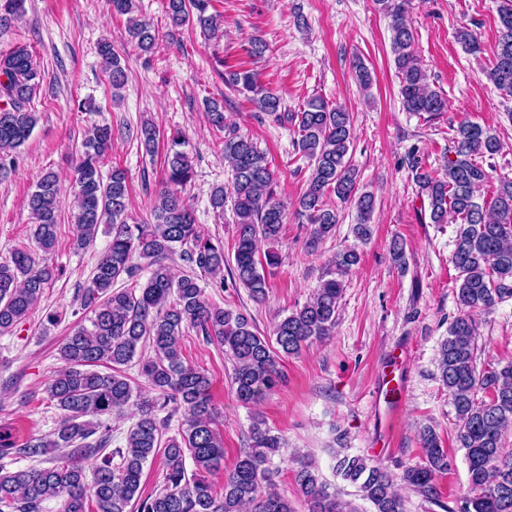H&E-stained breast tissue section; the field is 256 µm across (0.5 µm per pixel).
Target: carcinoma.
<instances>
[{
    "label": "carcinoma",
    "mask_w": 512,
    "mask_h": 512,
    "mask_svg": "<svg viewBox=\"0 0 512 512\" xmlns=\"http://www.w3.org/2000/svg\"><path fill=\"white\" fill-rule=\"evenodd\" d=\"M174 28L193 25L216 37L220 24L208 13L209 0H166ZM392 19L391 48L404 109L429 117L446 108L443 95L430 88L427 75L413 53L414 32L406 18L408 0H375ZM136 0H110L112 12L128 16L129 36L143 52L156 40L154 27L129 17ZM25 0H0V27L24 12ZM499 30L493 64L487 79L498 90L512 94V0H501ZM455 38L471 53L481 52L477 37L467 28ZM112 88L120 97L126 71L112 44L99 47ZM0 172L14 166L15 155L28 141L38 122L30 102L44 79L31 51L21 45L0 53ZM226 82L270 114L282 109V98L259 82L258 75L240 64L226 72ZM207 118L224 132V160L233 173L232 210L236 230L232 258L224 245L213 242L196 224L179 189L191 182L194 168L183 150L186 136L180 129L162 131L152 121L143 122L136 139L146 154L154 155L166 142L163 189L154 202L152 221L129 223V190L126 171L115 165L102 173L106 154L112 149L111 134L96 127L81 144L74 168L76 212L74 245L91 246L100 226L110 236L98 259L80 308L87 321L71 324L59 349L62 366L45 386L48 398L63 415L56 430L22 444L9 429L0 426V460L33 459L56 449L47 466L10 470L0 465V512H43L57 500L60 512H298L294 502L278 492L279 467L274 458L292 465L297 497L305 512H357L350 501L329 491L327 483L306 455L288 453L285 439L273 433L259 415L251 418L248 448L224 473V485L215 490L208 475L224 467V438L220 412L212 401L211 381L199 367L186 360L181 340L192 329L207 342L224 346L232 360V385L238 401L250 406L265 399L284 382L281 361L303 346L331 335L343 294V277L360 262L354 249L337 252L334 270L313 297L275 322L270 335L261 333L247 313L210 303L201 277L224 287V269L231 286L248 291L255 301L266 298L265 267L276 265L269 252L260 257L259 243L278 241L288 216V203L276 194V173L252 138L224 131V106L208 101ZM283 119L297 126L298 146L310 162L307 187L293 203L298 222L308 225L306 246L315 251L336 230V210L326 198L335 195L357 212L355 234L371 237L370 219L375 197L359 190L356 169L347 154L353 141L350 114L323 98L305 102ZM500 151L493 131L463 120L454 129L443 176L421 170L415 160L416 183L426 197L433 224L456 222L451 263L458 272L459 314L448 326L438 356L439 378L448 389L458 421L457 442L464 450L469 490L448 512H512V450L503 446L512 429V362L485 369L477 367V313L512 299V179L498 181L489 201L481 194L489 173L478 162ZM61 187L53 172L43 174L28 195L35 219L33 248L12 252L0 262V336L13 333L40 304L46 288L61 270L49 262L58 245ZM180 253L194 268L176 275L169 264ZM148 272L138 286L142 272ZM129 288H114L120 277ZM153 356L144 357L145 348ZM137 363L138 373L154 392L138 393L137 382L125 368ZM488 394L478 399L477 393ZM135 406L136 420L128 427L125 444L112 443V416ZM182 419L177 434L166 436L177 412ZM165 416H160V413ZM424 461L396 475L365 454L336 449L333 470L343 482L355 487L373 512H405L397 485L410 487L440 508L436 477L448 471V453L437 433L425 427L419 435ZM160 456L164 483L143 494L144 465ZM191 459L193 470L186 467Z\"/></svg>",
    "instance_id": "carcinoma-1"
}]
</instances>
